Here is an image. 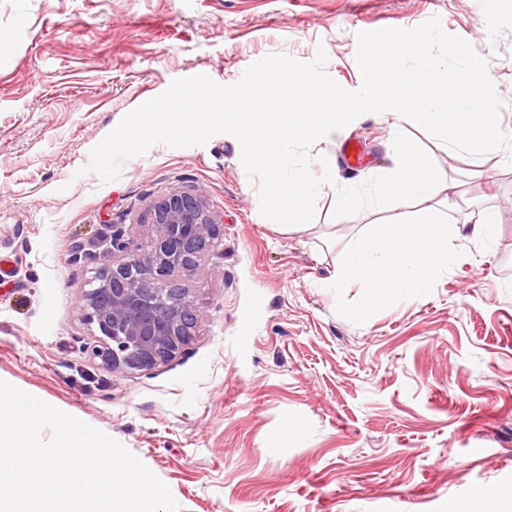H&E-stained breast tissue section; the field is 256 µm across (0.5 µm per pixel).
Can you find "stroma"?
Masks as SVG:
<instances>
[{
  "mask_svg": "<svg viewBox=\"0 0 512 512\" xmlns=\"http://www.w3.org/2000/svg\"><path fill=\"white\" fill-rule=\"evenodd\" d=\"M489 62L512 135V12L501 0H0V380L103 431L165 482L180 512H458L512 488V166L474 167L423 127L404 134L448 176L461 223L493 213L489 249L428 295L356 325L322 282L380 220L332 214L335 185L394 164L384 114L314 145L336 167L317 216L261 215L231 135L154 146L118 180L82 174L90 151L176 78L236 83L262 57L328 54L357 90V35L432 17ZM358 142L361 159L337 158ZM202 190L217 235L179 275L198 314L171 362L120 374L93 360L78 302L111 263L116 224L147 239L153 205Z\"/></svg>",
  "mask_w": 512,
  "mask_h": 512,
  "instance_id": "1",
  "label": "stroma"
}]
</instances>
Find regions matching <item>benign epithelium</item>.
Returning <instances> with one entry per match:
<instances>
[{
	"mask_svg": "<svg viewBox=\"0 0 512 512\" xmlns=\"http://www.w3.org/2000/svg\"><path fill=\"white\" fill-rule=\"evenodd\" d=\"M215 224L202 191H174L156 202L147 242L122 227L112 231L122 259L94 271L78 305L93 358L112 372L149 371L188 345L197 309L172 277L197 266Z\"/></svg>",
	"mask_w": 512,
	"mask_h": 512,
	"instance_id": "obj_1",
	"label": "benign epithelium"
}]
</instances>
